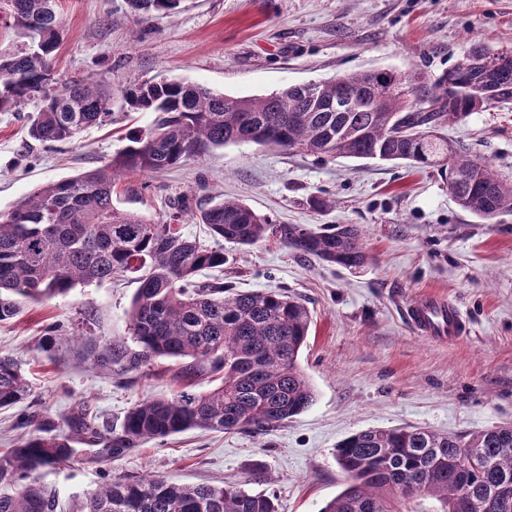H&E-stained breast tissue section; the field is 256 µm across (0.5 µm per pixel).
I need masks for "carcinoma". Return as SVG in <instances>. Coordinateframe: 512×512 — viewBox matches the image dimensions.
<instances>
[{"label":"carcinoma","mask_w":512,"mask_h":512,"mask_svg":"<svg viewBox=\"0 0 512 512\" xmlns=\"http://www.w3.org/2000/svg\"><path fill=\"white\" fill-rule=\"evenodd\" d=\"M183 0H128L135 15L174 14ZM12 28L21 39L44 38L42 52L0 49V112L41 96L29 136L64 143L84 128L112 120V90L70 81L49 93L62 19L57 0H6ZM497 59L492 67L485 61ZM334 100L363 90L380 108L317 112L310 91ZM493 102L512 99V51L474 44L435 83L381 69L286 86L264 97H237L200 85L158 79L123 91L134 111L155 112L152 126L128 136L107 163L48 184L0 215V322L30 303L65 294L78 283L138 274L130 330L140 351L120 345H88L86 359L105 370L129 360L145 366L158 357L185 360L180 379L203 370L219 380L205 392L184 390L142 400L131 407L121 433L105 435L94 420L75 411L69 432L51 434V422L36 424L21 444L0 452V512H57L55 491L44 470L75 460L72 435L98 446L94 460L108 461L150 440L189 429L250 432L273 428L307 410L315 400L298 358L312 325L309 309L278 292L227 293L216 280L200 283L204 270H224V244L251 246L270 236L331 265L357 268L367 260L355 224L312 228L273 224L239 199H224L195 215L212 242L191 238L180 216L152 222L112 207V193L128 172H158L187 158H202L229 143L296 150L318 158L405 161L433 167L448 180L462 210L486 222L512 212V181L476 160L440 128ZM426 101L430 112L411 110ZM31 384L17 363L0 356V409L24 402ZM348 486L323 512H402L414 496L433 497L438 512H512V424L467 434H441L413 426L370 428L335 448ZM421 478L417 492L403 493L392 477ZM466 506L457 507L460 487ZM81 512H278L273 498L252 494L234 482L186 486L159 476L116 482L92 492Z\"/></svg>","instance_id":"obj_1"}]
</instances>
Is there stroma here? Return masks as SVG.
Here are the masks:
<instances>
[{
	"instance_id": "1",
	"label": "stroma",
	"mask_w": 512,
	"mask_h": 512,
	"mask_svg": "<svg viewBox=\"0 0 512 512\" xmlns=\"http://www.w3.org/2000/svg\"><path fill=\"white\" fill-rule=\"evenodd\" d=\"M64 28L55 76L91 78L117 97L112 121L49 146L28 135L38 100L0 112V214L40 187L101 166L146 129L121 90L164 76L233 96L370 69L417 73L431 83L475 43L512 49V0H184L174 15L139 17L127 0H59ZM449 140L512 180V100L444 127ZM239 199L275 224H356L365 266L330 265L269 238L225 245L224 285L302 299L313 323L299 366L313 405L275 428L223 433L191 429L142 444L108 462L75 439L80 463L48 470L64 512H79L102 485L148 475L186 485L235 482L275 496L278 512H320L346 486L334 450L369 428L426 427L464 434L512 423V214L487 223L461 210L438 172L402 163L319 159L254 143L229 144L201 161L159 173H130L113 206L154 221L182 212L184 232L205 237L192 218L215 198ZM325 205L315 208L312 198ZM133 275L75 285L0 322V356L26 372L31 396L0 410V451L28 429L23 417L61 422L83 409L120 432L129 408L183 389L177 359L103 372L83 358L89 340L137 351L128 311ZM434 297L454 302L470 330L450 342L418 334L406 308ZM60 328L51 350L39 343Z\"/></svg>"
}]
</instances>
